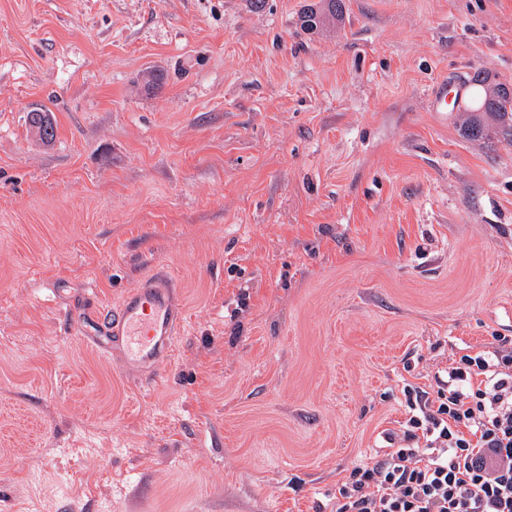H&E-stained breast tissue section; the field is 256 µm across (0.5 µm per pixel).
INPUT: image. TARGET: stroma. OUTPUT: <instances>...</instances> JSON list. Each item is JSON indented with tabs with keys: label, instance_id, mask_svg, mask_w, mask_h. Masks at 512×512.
I'll list each match as a JSON object with an SVG mask.
<instances>
[{
	"label": "stroma",
	"instance_id": "stroma-1",
	"mask_svg": "<svg viewBox=\"0 0 512 512\" xmlns=\"http://www.w3.org/2000/svg\"><path fill=\"white\" fill-rule=\"evenodd\" d=\"M310 2L0 0V512H330L404 382L512 338V138L461 110L512 0ZM161 260L142 389L72 312ZM300 27L307 33L336 27L343 21L342 0H320L318 3L307 5L300 15Z\"/></svg>",
	"mask_w": 512,
	"mask_h": 512
}]
</instances>
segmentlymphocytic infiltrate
<instances>
[{
  "label": "lymphocytic infiltrate",
  "mask_w": 512,
  "mask_h": 512,
  "mask_svg": "<svg viewBox=\"0 0 512 512\" xmlns=\"http://www.w3.org/2000/svg\"><path fill=\"white\" fill-rule=\"evenodd\" d=\"M406 418L336 485L335 512H512V338L433 362Z\"/></svg>",
  "instance_id": "f902f5d3"
}]
</instances>
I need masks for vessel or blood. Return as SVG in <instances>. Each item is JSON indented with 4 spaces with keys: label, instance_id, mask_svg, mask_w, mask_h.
<instances>
[{
    "label": "vessel or blood",
    "instance_id": "obj_1",
    "mask_svg": "<svg viewBox=\"0 0 512 512\" xmlns=\"http://www.w3.org/2000/svg\"><path fill=\"white\" fill-rule=\"evenodd\" d=\"M98 320L120 352L119 366L125 375L141 387H154L160 380L157 365L167 360L183 325L172 281L164 275L143 279L118 307L101 312Z\"/></svg>",
    "mask_w": 512,
    "mask_h": 512
}]
</instances>
